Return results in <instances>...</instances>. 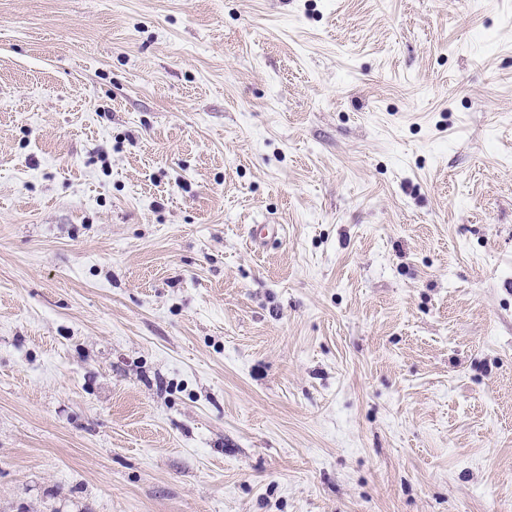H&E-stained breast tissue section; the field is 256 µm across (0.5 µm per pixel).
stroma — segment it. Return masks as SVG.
<instances>
[{
	"label": "stroma",
	"instance_id": "stroma-1",
	"mask_svg": "<svg viewBox=\"0 0 512 512\" xmlns=\"http://www.w3.org/2000/svg\"><path fill=\"white\" fill-rule=\"evenodd\" d=\"M0 512H512V0H0Z\"/></svg>",
	"mask_w": 512,
	"mask_h": 512
}]
</instances>
